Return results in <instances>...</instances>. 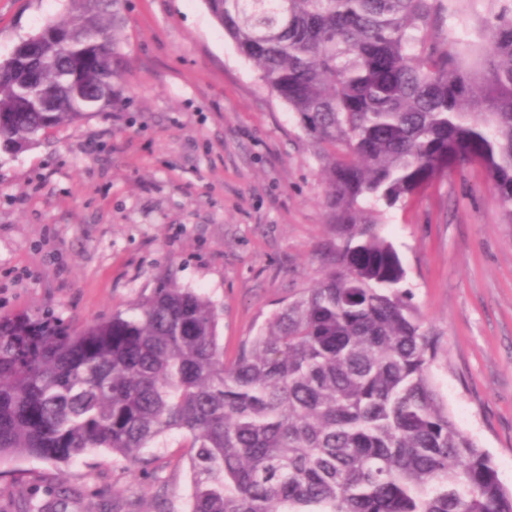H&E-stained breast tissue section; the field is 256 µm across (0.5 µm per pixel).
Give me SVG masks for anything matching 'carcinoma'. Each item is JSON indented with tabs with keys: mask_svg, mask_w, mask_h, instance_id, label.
I'll use <instances>...</instances> for the list:
<instances>
[{
	"mask_svg": "<svg viewBox=\"0 0 512 512\" xmlns=\"http://www.w3.org/2000/svg\"><path fill=\"white\" fill-rule=\"evenodd\" d=\"M331 158L322 275L224 360L220 311L163 284L75 328L0 316V458L130 462L188 441L190 512H512V491L430 381L436 355L380 217L476 162L512 224V5L476 40L445 0H204ZM122 0H66L0 64V154L120 102ZM71 489L53 487L54 512Z\"/></svg>",
	"mask_w": 512,
	"mask_h": 512,
	"instance_id": "cac0c4a2",
	"label": "carcinoma"
}]
</instances>
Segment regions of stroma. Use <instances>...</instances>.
Here are the masks:
<instances>
[{
	"instance_id": "stroma-1",
	"label": "stroma",
	"mask_w": 512,
	"mask_h": 512,
	"mask_svg": "<svg viewBox=\"0 0 512 512\" xmlns=\"http://www.w3.org/2000/svg\"><path fill=\"white\" fill-rule=\"evenodd\" d=\"M64 0H0V59ZM443 33L477 36L499 0H449ZM129 71L111 112L0 162V315L75 325L127 311L160 283L221 309L233 360L321 274L326 163L203 0H125ZM437 343L430 378L512 490V222L488 173L453 167L382 218ZM188 442L130 463L96 451L55 467L0 463V512L80 489L68 512H187Z\"/></svg>"
}]
</instances>
